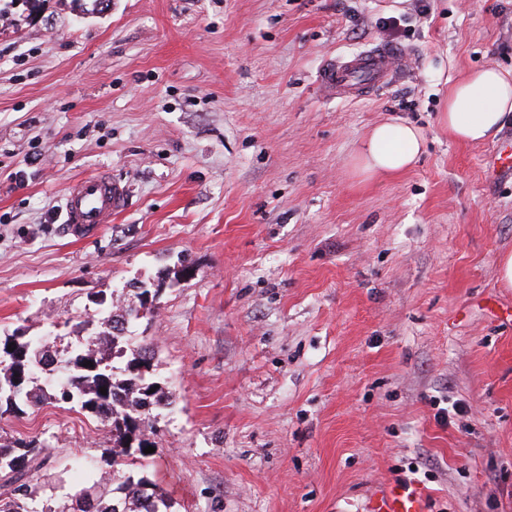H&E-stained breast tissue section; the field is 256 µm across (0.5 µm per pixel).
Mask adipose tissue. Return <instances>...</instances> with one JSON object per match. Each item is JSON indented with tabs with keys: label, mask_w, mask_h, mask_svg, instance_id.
Here are the masks:
<instances>
[{
	"label": "adipose tissue",
	"mask_w": 512,
	"mask_h": 512,
	"mask_svg": "<svg viewBox=\"0 0 512 512\" xmlns=\"http://www.w3.org/2000/svg\"><path fill=\"white\" fill-rule=\"evenodd\" d=\"M512 116V75L493 66L474 71L448 94V133L460 143H482L498 135ZM423 148L419 129L391 120L375 126L356 154L364 178L389 177L408 170Z\"/></svg>",
	"instance_id": "obj_1"
}]
</instances>
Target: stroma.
I'll return each mask as SVG.
<instances>
[{"mask_svg": "<svg viewBox=\"0 0 512 512\" xmlns=\"http://www.w3.org/2000/svg\"><path fill=\"white\" fill-rule=\"evenodd\" d=\"M0 0V336L101 330L96 297L164 281L131 327L172 403L147 474L177 512H366L404 482L427 512H512V120L453 140L451 85L512 72V0ZM404 17V35L380 24ZM404 74L367 97L318 78L382 41ZM424 148L354 169L373 126ZM108 172L126 204L93 237L67 187ZM463 406L447 425L432 398ZM48 451L33 504L112 468V428L64 403L0 415ZM419 129L391 120L375 126L356 154V170L365 179L389 177L408 170L423 148Z\"/></svg>", "mask_w": 512, "mask_h": 512, "instance_id": "stroma-1", "label": "stroma"}]
</instances>
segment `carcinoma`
<instances>
[{"instance_id": "cac0c4a2", "label": "carcinoma", "mask_w": 512, "mask_h": 512, "mask_svg": "<svg viewBox=\"0 0 512 512\" xmlns=\"http://www.w3.org/2000/svg\"><path fill=\"white\" fill-rule=\"evenodd\" d=\"M138 304L112 305L98 297L99 314L111 325L83 345L59 355L45 348L40 339L12 335L0 342V406L20 412L47 400L76 403L112 426V473L104 484L95 483L78 501L67 496L57 506L38 509L28 505L31 496L29 474L40 467L45 449L22 440L0 443V474L10 491L0 496V512H175L169 494L158 483L123 470L127 462L148 458L144 449L156 447L152 411L163 402L157 382L151 376L153 351L145 345L130 347L129 327L140 318L146 305L142 295L149 288L133 287ZM13 351H8V348ZM56 363L61 377L44 386L32 379L46 360ZM92 362L93 366L86 365ZM107 388L106 394L100 388Z\"/></svg>"}]
</instances>
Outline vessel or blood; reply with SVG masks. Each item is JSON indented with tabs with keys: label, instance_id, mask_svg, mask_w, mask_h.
Returning a JSON list of instances; mask_svg holds the SVG:
<instances>
[{
	"label": "vessel or blood",
	"instance_id": "vessel-or-blood-1",
	"mask_svg": "<svg viewBox=\"0 0 512 512\" xmlns=\"http://www.w3.org/2000/svg\"><path fill=\"white\" fill-rule=\"evenodd\" d=\"M403 52L394 46L376 45L359 54L337 60L321 74L323 90L332 96L356 99L363 93L394 82L404 71ZM124 189L100 174L73 183L64 201L65 223L77 235L93 236L111 223L124 205ZM367 512H426L421 493L406 485L383 486L369 500Z\"/></svg>",
	"mask_w": 512,
	"mask_h": 512
}]
</instances>
